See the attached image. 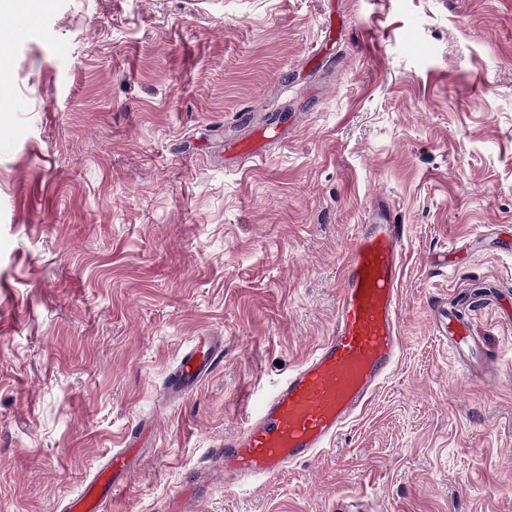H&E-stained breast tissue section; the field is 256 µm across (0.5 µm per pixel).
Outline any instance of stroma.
<instances>
[{"label": "stroma", "mask_w": 512, "mask_h": 512, "mask_svg": "<svg viewBox=\"0 0 512 512\" xmlns=\"http://www.w3.org/2000/svg\"><path fill=\"white\" fill-rule=\"evenodd\" d=\"M12 48L0 512H60L138 425L109 512H166L328 335L381 199L407 230L392 377L324 453L191 512H512V0H55ZM272 114L287 140L225 166ZM200 336L224 352L169 405ZM439 320L436 323V333L442 336L445 341L451 342L453 345H460L464 342L466 335L465 326L459 327L458 321L448 319V311L439 314Z\"/></svg>", "instance_id": "obj_1"}]
</instances>
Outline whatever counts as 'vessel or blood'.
<instances>
[{
  "mask_svg": "<svg viewBox=\"0 0 512 512\" xmlns=\"http://www.w3.org/2000/svg\"><path fill=\"white\" fill-rule=\"evenodd\" d=\"M279 120L259 126L249 139L224 142V157L265 156L282 140ZM389 203L369 211L340 273L336 317L331 331L315 352L265 398L243 428L225 440L215 458L228 487L260 479L308 460L335 441L354 422L387 382L400 356L399 281L403 268L405 228L392 223ZM436 332L445 341L464 342L466 330L440 314ZM217 348L195 341L168 380L174 402L183 401L217 364ZM137 433L114 449L81 490L62 502L61 512H107L114 491L120 490L137 458ZM204 468L192 474L169 512H185V504L213 483Z\"/></svg>",
  "mask_w": 512,
  "mask_h": 512,
  "instance_id": "1",
  "label": "vessel or blood"
}]
</instances>
